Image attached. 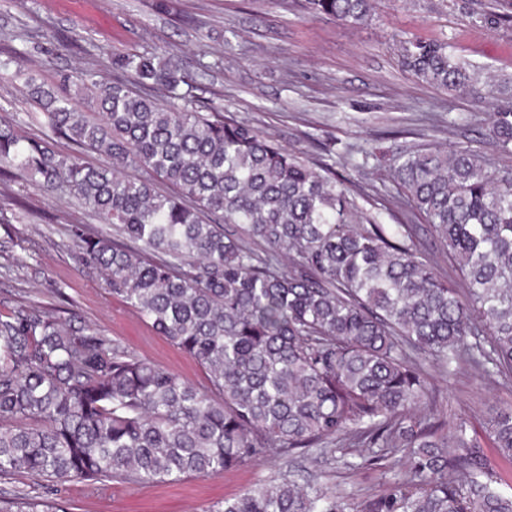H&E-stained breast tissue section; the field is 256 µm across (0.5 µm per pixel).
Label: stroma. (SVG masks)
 <instances>
[{"instance_id": "35a3bbf8", "label": "stroma", "mask_w": 512, "mask_h": 512, "mask_svg": "<svg viewBox=\"0 0 512 512\" xmlns=\"http://www.w3.org/2000/svg\"><path fill=\"white\" fill-rule=\"evenodd\" d=\"M497 10L495 0H376L371 20L352 27L305 15L297 0H0V58L10 61L0 74V119L22 136L47 132L33 118L21 74L47 85L87 70L108 80L114 56L170 51L195 74L201 104L225 106L294 151L314 140L335 143L330 162L351 189L396 210L402 199L379 155L389 132L404 148L467 141L483 148L492 111L417 80L399 62L402 42L442 37L482 75L512 76V20L490 23ZM77 225L107 230L71 196L44 194L20 177L0 181V297L40 303L63 318L77 314L141 359L207 389L201 365L113 297L103 274L78 265L71 252ZM432 383L451 423L463 418L477 429L512 406V381L495 383L465 367ZM283 471L352 498L382 493L394 475L351 454L313 453L175 484L56 486L19 471L0 476V497H38L67 512H209Z\"/></svg>"}]
</instances>
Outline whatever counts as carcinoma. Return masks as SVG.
I'll use <instances>...</instances> for the list:
<instances>
[{"label":"carcinoma","mask_w":512,"mask_h":512,"mask_svg":"<svg viewBox=\"0 0 512 512\" xmlns=\"http://www.w3.org/2000/svg\"><path fill=\"white\" fill-rule=\"evenodd\" d=\"M360 27L374 0H304ZM423 83L497 100L489 145L512 154V79L492 83L443 39L406 41ZM87 71L99 119L71 108L70 77L25 78L51 135L0 122V175L76 195L112 234L72 232L77 262L195 359L210 387L138 358L72 315L0 298V474L152 483L220 475L276 454L344 448L404 467L385 491L349 501L308 480L263 479L211 512H512L478 435L430 407L429 368L512 379V170L471 145L382 150L405 204L385 224L323 156H301L222 106L201 107L192 74L155 53ZM168 93L169 101L143 91ZM106 157L59 153L53 135ZM140 170L136 181L123 170ZM162 179L171 194L156 189ZM429 226L465 295L421 252ZM288 263H283V260ZM483 434L512 463V407ZM0 512L27 509L0 499Z\"/></svg>","instance_id":"cac0c4a2"}]
</instances>
